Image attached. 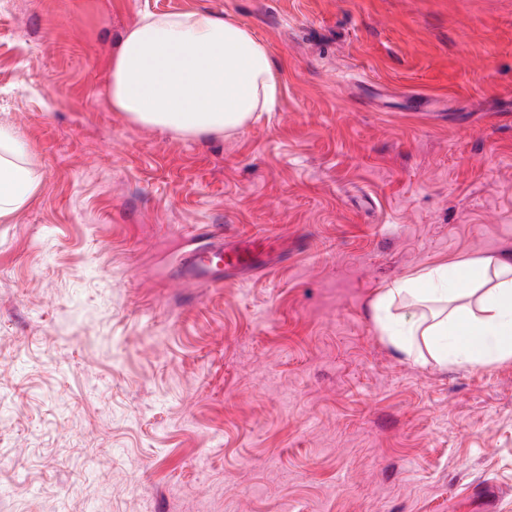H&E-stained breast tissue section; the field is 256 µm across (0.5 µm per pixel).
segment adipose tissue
Returning a JSON list of instances; mask_svg holds the SVG:
<instances>
[{
    "label": "adipose tissue",
    "instance_id": "adipose-tissue-1",
    "mask_svg": "<svg viewBox=\"0 0 512 512\" xmlns=\"http://www.w3.org/2000/svg\"><path fill=\"white\" fill-rule=\"evenodd\" d=\"M279 95L269 45L234 20L194 10L143 14L110 61L108 102L136 126L220 138ZM41 184L27 144L0 126V221ZM380 336L418 364L490 367L512 361V253L466 257L397 279L370 302Z\"/></svg>",
    "mask_w": 512,
    "mask_h": 512
}]
</instances>
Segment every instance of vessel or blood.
<instances>
[{
	"label": "vessel or blood",
	"mask_w": 512,
	"mask_h": 512,
	"mask_svg": "<svg viewBox=\"0 0 512 512\" xmlns=\"http://www.w3.org/2000/svg\"><path fill=\"white\" fill-rule=\"evenodd\" d=\"M201 233L208 243L184 259L181 268L183 278L201 285H214L221 281L225 272L242 273L256 266L254 241L227 238L207 226Z\"/></svg>",
	"instance_id": "vessel-or-blood-1"
}]
</instances>
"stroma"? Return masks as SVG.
<instances>
[{
  "label": "stroma",
  "instance_id": "stroma-1",
  "mask_svg": "<svg viewBox=\"0 0 512 512\" xmlns=\"http://www.w3.org/2000/svg\"><path fill=\"white\" fill-rule=\"evenodd\" d=\"M268 42L221 139L105 95L144 12ZM0 123L38 194L0 222V512H512V362L416 364L392 281L512 253V0H0ZM267 237L204 286L200 226Z\"/></svg>",
  "mask_w": 512,
  "mask_h": 512
}]
</instances>
